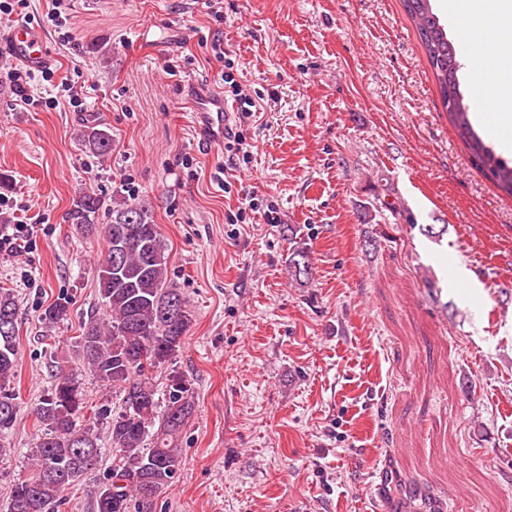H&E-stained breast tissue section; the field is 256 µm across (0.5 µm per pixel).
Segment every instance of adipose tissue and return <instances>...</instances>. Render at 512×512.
Listing matches in <instances>:
<instances>
[{"mask_svg": "<svg viewBox=\"0 0 512 512\" xmlns=\"http://www.w3.org/2000/svg\"><path fill=\"white\" fill-rule=\"evenodd\" d=\"M465 57L471 82L492 97L491 112L482 113L488 133L512 148V58L501 55L484 37L467 41Z\"/></svg>", "mask_w": 512, "mask_h": 512, "instance_id": "1", "label": "adipose tissue"}]
</instances>
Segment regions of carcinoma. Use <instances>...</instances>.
Instances as JSON below:
<instances>
[{
    "instance_id": "obj_1",
    "label": "carcinoma",
    "mask_w": 512,
    "mask_h": 512,
    "mask_svg": "<svg viewBox=\"0 0 512 512\" xmlns=\"http://www.w3.org/2000/svg\"><path fill=\"white\" fill-rule=\"evenodd\" d=\"M427 60L438 82L450 121L496 184L512 194V166L495 155L474 130L470 105L460 89L455 44L431 0H403ZM91 155L112 151V134L89 125L79 133ZM107 214V223L99 224ZM68 223L84 236L103 230L104 259L94 268L103 313L90 316L72 349L75 366L53 351L50 388L35 410L40 435L26 452L29 473L20 474L12 488L9 512H55L64 505L65 490L95 468L101 454L97 426L108 425V444L118 463L99 482L94 512H154L158 497L181 464L180 433L195 412L191 381L171 371L164 389L154 384V371L169 363L182 347L191 324L188 305L168 275V248L149 210L126 198L104 202L82 192L72 201ZM289 273L295 280L311 275L308 252H292ZM180 314L166 317L170 305ZM70 302L61 297L41 313L46 328L68 319ZM19 307L13 291L0 290V456L13 449L3 443L17 423L18 393L14 387L18 361ZM100 386L123 394L114 413L102 405L86 417L83 373Z\"/></svg>"
}]
</instances>
